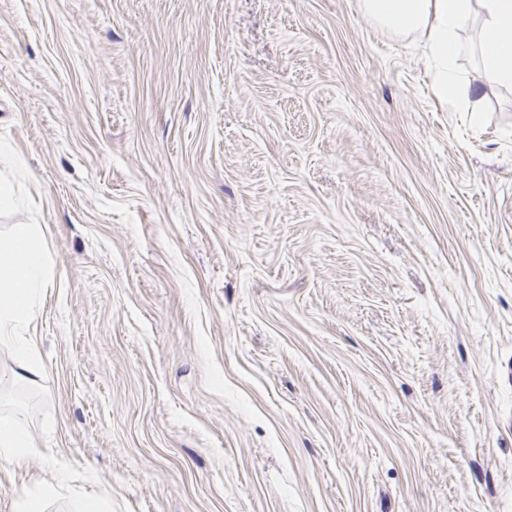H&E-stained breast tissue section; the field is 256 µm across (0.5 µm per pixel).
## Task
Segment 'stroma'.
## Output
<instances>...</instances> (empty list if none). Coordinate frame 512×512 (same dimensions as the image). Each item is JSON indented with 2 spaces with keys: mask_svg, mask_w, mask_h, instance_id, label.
<instances>
[{
  "mask_svg": "<svg viewBox=\"0 0 512 512\" xmlns=\"http://www.w3.org/2000/svg\"><path fill=\"white\" fill-rule=\"evenodd\" d=\"M483 109L358 0H0V229L53 268L0 512H512V89ZM3 166L4 173L0 172V208L14 204L16 200L13 173L21 174L22 165L20 160L11 152L7 143L0 142V167ZM3 421V423H2ZM37 448L30 433L14 419L0 423V460L9 464L22 465L35 454Z\"/></svg>",
  "mask_w": 512,
  "mask_h": 512,
  "instance_id": "35a3bbf8",
  "label": "stroma"
}]
</instances>
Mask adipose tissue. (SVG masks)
<instances>
[{
    "label": "adipose tissue",
    "instance_id": "obj_1",
    "mask_svg": "<svg viewBox=\"0 0 512 512\" xmlns=\"http://www.w3.org/2000/svg\"><path fill=\"white\" fill-rule=\"evenodd\" d=\"M361 13L374 25L399 38L418 39L433 74L436 98L463 106L472 122H480L482 86L464 81L456 60L465 46L460 33L479 24L480 65L495 84L512 88V0H358ZM0 269L9 282L0 285V343L10 344L17 367L9 381L38 382L43 363L32 323L42 289L50 275L44 231L39 224H20L0 234ZM36 443L18 422H0V461L22 465L35 454Z\"/></svg>",
    "mask_w": 512,
    "mask_h": 512
}]
</instances>
